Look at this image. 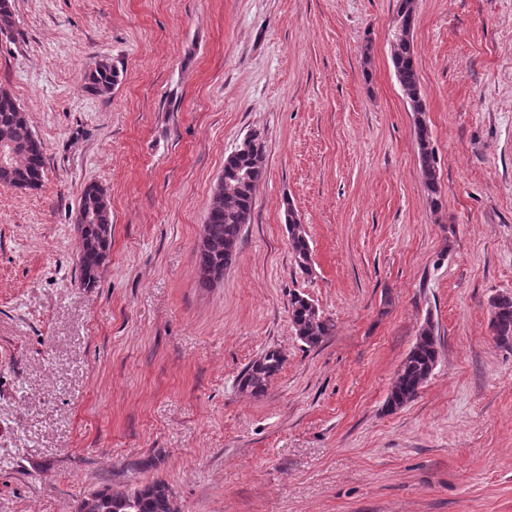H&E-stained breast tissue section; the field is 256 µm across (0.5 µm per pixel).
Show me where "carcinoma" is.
Returning a JSON list of instances; mask_svg holds the SVG:
<instances>
[{"label":"carcinoma","instance_id":"cac0c4a2","mask_svg":"<svg viewBox=\"0 0 512 512\" xmlns=\"http://www.w3.org/2000/svg\"><path fill=\"white\" fill-rule=\"evenodd\" d=\"M16 26L11 0H0V34L14 31ZM391 60L402 91L413 104L414 136L418 145L422 183L430 206L442 209L439 159L432 146L431 131L426 120L413 40H396L391 46ZM119 69L110 61L98 62L87 77L86 89L105 96L118 84ZM13 146L12 164L0 170V179L19 177L23 189L33 190L42 185L44 149L32 136L26 111L11 92L0 87V143ZM266 141L260 137L248 151L230 155L224 161V192L212 194L206 224L207 242L198 248L196 263L199 284L211 285L213 276L232 266L237 259L242 216L251 215L254 192L266 174ZM78 209L92 211L96 222L75 221L81 243L78 276L81 285L93 288L112 248V210L106 192L99 185H88L80 197ZM285 219L294 262L305 275L312 269V250L308 234L292 206H287ZM292 327L297 338L313 348L334 334L335 324L323 315L313 300L301 293H292L289 300ZM490 331L495 343L512 347V294L500 293L491 297ZM440 357V343L435 326L429 320L419 328L415 342L403 360L386 399L391 411L403 408L414 400L431 376ZM285 362L281 351L270 349L249 364L241 373L238 385L241 392L257 397L279 374ZM77 512H178L170 487L162 480L138 485L123 493L105 488L93 491L78 504Z\"/></svg>","mask_w":512,"mask_h":512}]
</instances>
